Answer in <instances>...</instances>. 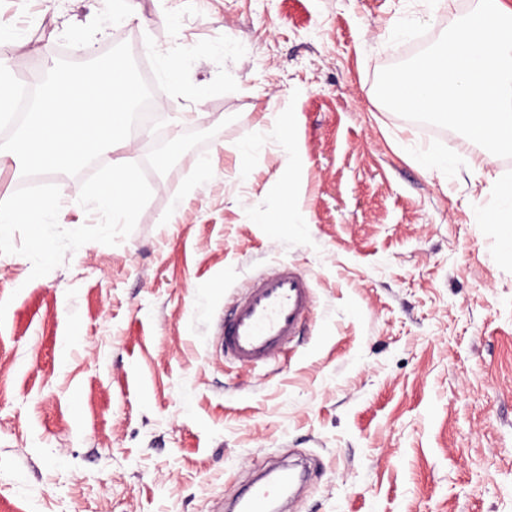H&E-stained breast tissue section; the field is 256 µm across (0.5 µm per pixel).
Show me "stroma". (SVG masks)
<instances>
[{
  "instance_id": "obj_1",
  "label": "stroma",
  "mask_w": 512,
  "mask_h": 512,
  "mask_svg": "<svg viewBox=\"0 0 512 512\" xmlns=\"http://www.w3.org/2000/svg\"><path fill=\"white\" fill-rule=\"evenodd\" d=\"M136 3L129 20L114 0H0V28L26 42L11 69L32 82L43 49L85 62L130 45L164 112L130 135L134 162L214 133L147 171L152 198L119 245L87 243L34 280L0 255V512H226L255 472L300 456L289 512H512V256L482 221L512 158L375 93L476 0ZM422 148L447 170L422 172ZM203 159L216 176L199 185ZM287 176L305 222L256 223ZM46 180L61 227L97 222L81 177ZM280 260L310 277L315 307L276 363L241 368L215 324Z\"/></svg>"
}]
</instances>
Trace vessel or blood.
I'll return each instance as SVG.
<instances>
[{"label": "vessel or blood", "mask_w": 512, "mask_h": 512, "mask_svg": "<svg viewBox=\"0 0 512 512\" xmlns=\"http://www.w3.org/2000/svg\"><path fill=\"white\" fill-rule=\"evenodd\" d=\"M312 304L308 277L291 262L277 263L248 284L221 321L225 357L249 370L270 365L309 318ZM271 507L262 483L237 504L238 512H270Z\"/></svg>", "instance_id": "b4317fda"}]
</instances>
